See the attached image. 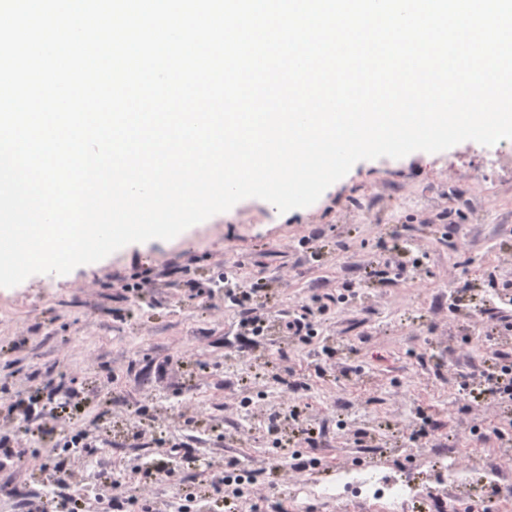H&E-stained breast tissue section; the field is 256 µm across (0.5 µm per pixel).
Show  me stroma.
Instances as JSON below:
<instances>
[{"mask_svg":"<svg viewBox=\"0 0 512 512\" xmlns=\"http://www.w3.org/2000/svg\"><path fill=\"white\" fill-rule=\"evenodd\" d=\"M488 148L464 141L401 159L357 162L311 206L278 212L248 198L172 240L132 243L65 275L36 274L0 288V434L25 449L31 463L0 468V512H21L23 497L54 472L52 441L18 437L19 409L61 386L47 416L91 430L90 461L113 471L122 460L166 457L170 441L194 454L179 479H139L145 512H166L182 481L195 493L194 512H251L247 501L216 490L212 471L236 459L250 464L258 495L273 512H310L293 502L301 479L325 483L372 443L387 474L403 462L425 482L435 449L497 447L512 433V410L479 390L463 392L461 376L483 365L489 349L512 353V328L466 343L453 330L446 294L469 283L460 300L483 301L493 284L512 281V176L491 174ZM419 248L423 262L392 282L368 280L367 264L384 260L395 233ZM259 283L246 300L238 291ZM369 302L359 304L355 295ZM319 311L314 336L285 326L289 314ZM265 321L263 335L245 323ZM240 360L224 372L226 353ZM289 376L300 393L282 390ZM281 405L300 424L278 445L259 443L245 406ZM431 420L429 438L402 430L417 413ZM172 422L174 434L160 431ZM403 444L404 456L389 452ZM307 461L304 472L292 458Z\"/></svg>","mask_w":512,"mask_h":512,"instance_id":"35a3bbf8","label":"stroma"}]
</instances>
